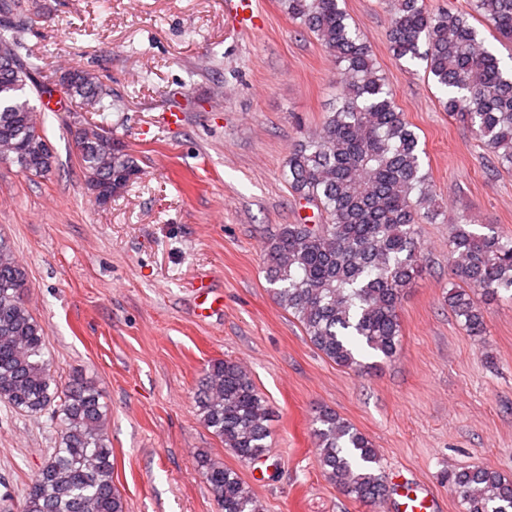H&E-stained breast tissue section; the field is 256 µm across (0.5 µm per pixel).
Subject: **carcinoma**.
Segmentation results:
<instances>
[{"instance_id":"carcinoma-1","label":"carcinoma","mask_w":512,"mask_h":512,"mask_svg":"<svg viewBox=\"0 0 512 512\" xmlns=\"http://www.w3.org/2000/svg\"><path fill=\"white\" fill-rule=\"evenodd\" d=\"M289 18L313 33L341 65L342 90L313 138L288 156V182L324 216L322 224H284L264 249V272L278 305L302 325L309 342L355 373L366 350L388 360L400 346L398 309L421 272L418 225L438 216L422 172L419 138L378 74L371 51L348 22L341 0H281ZM470 9L431 10L426 0H393L388 41L398 60L422 61L447 93L445 109L466 121L502 166L512 169V72L488 49L471 20L512 42V0H469ZM17 0H0V160L29 177L50 174L54 153L43 130L29 125L38 65L25 47ZM65 90L79 110L95 102L112 111L99 77L70 68ZM79 123L74 136L87 189L121 196L140 173L123 146L101 151L99 133ZM455 280L448 306L470 336L486 323L478 297L512 298V233L467 223L448 239ZM25 268L0 234V402L57 426L55 448L17 505L0 512H124L112 480L107 408L94 381L81 375L61 383L45 358L46 332L21 301ZM204 425L242 462L268 452V402L236 361L214 360L195 392ZM317 462L350 497L375 502L386 493L381 458L372 440L330 409L314 419ZM221 512H264L239 474L200 454L196 459ZM462 512H512V480L484 466L448 474Z\"/></svg>"}]
</instances>
